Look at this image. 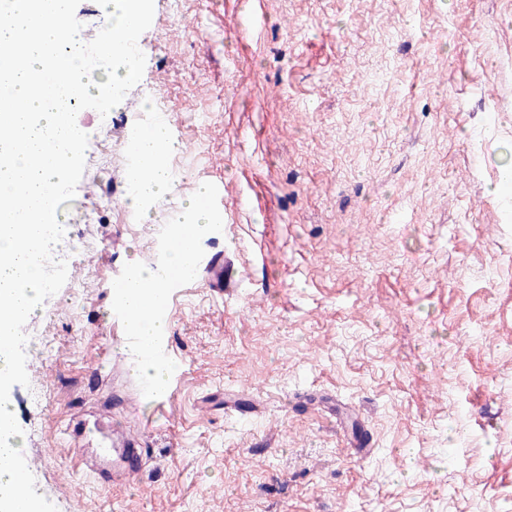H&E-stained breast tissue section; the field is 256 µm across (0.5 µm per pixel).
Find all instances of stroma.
I'll return each mask as SVG.
<instances>
[{
    "label": "stroma",
    "instance_id": "35a3bbf8",
    "mask_svg": "<svg viewBox=\"0 0 512 512\" xmlns=\"http://www.w3.org/2000/svg\"><path fill=\"white\" fill-rule=\"evenodd\" d=\"M141 81L78 113L64 286L28 318L9 400L58 512H512V0H154ZM171 115L175 185L128 194V123ZM165 391L141 400L114 282L163 259ZM224 255V290L202 270ZM144 432L104 487L84 429ZM373 453H359V434ZM207 192L205 187H199L196 193L185 201V210L188 215L189 224H180L170 235L168 240L167 254L164 262L155 267L139 269L134 274L124 279L127 288H116L115 298L118 303L126 308L147 307L153 298L163 292H167L166 282L162 278L163 271L171 272L181 277L191 275L193 268L189 265V254L184 248L183 232L190 229L193 240L190 249L196 251L197 244L203 236L210 220V212L202 208L199 199ZM141 438H132L131 440L125 439L123 448H119L120 465L112 466V469H100L98 476L102 482L112 484V482L119 481L126 484L129 480L138 475L141 468L142 450Z\"/></svg>",
    "mask_w": 512,
    "mask_h": 512
}]
</instances>
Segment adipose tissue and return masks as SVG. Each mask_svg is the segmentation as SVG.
Here are the masks:
<instances>
[{
	"label": "adipose tissue",
	"instance_id": "obj_1",
	"mask_svg": "<svg viewBox=\"0 0 512 512\" xmlns=\"http://www.w3.org/2000/svg\"><path fill=\"white\" fill-rule=\"evenodd\" d=\"M185 210L188 215L187 227H176L171 239L168 241L167 254L161 266L137 270L126 280L125 287L116 289L115 298L118 303L126 308H145L153 298L164 292L166 282L162 277L163 272H171L175 275L186 277L191 275L192 268L189 264V254L184 247L183 232L191 230L194 238H201L211 220L208 210L202 208L198 197H190L185 202ZM138 339L136 349L140 354L138 364L142 374L147 380L155 384L166 383L169 378L167 365L156 359L147 357V348L161 344L168 334L169 324L163 315H141L133 325Z\"/></svg>",
	"mask_w": 512,
	"mask_h": 512
}]
</instances>
